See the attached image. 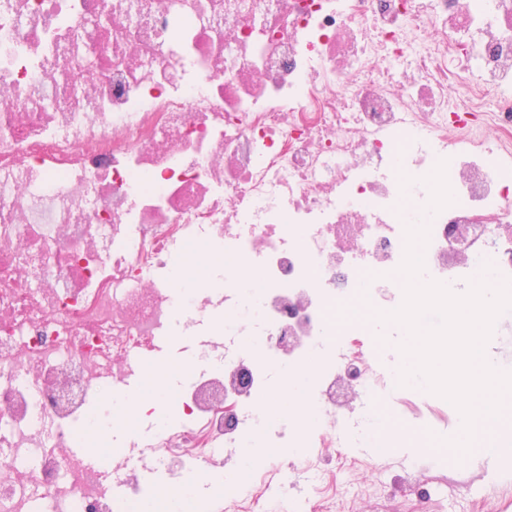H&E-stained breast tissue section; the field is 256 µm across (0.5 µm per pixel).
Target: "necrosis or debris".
Wrapping results in <instances>:
<instances>
[{"mask_svg":"<svg viewBox=\"0 0 512 512\" xmlns=\"http://www.w3.org/2000/svg\"><path fill=\"white\" fill-rule=\"evenodd\" d=\"M478 112L493 139L467 135ZM419 223L422 280L512 278V0H0V512H122L142 471L190 484L312 353L319 440L350 444L366 422L340 410L397 359L332 309L402 293ZM196 233L263 269L255 304L224 272V338L262 356L225 349L228 389L201 352L183 426L90 470L70 452L90 400L213 304L155 274Z\"/></svg>","mask_w":512,"mask_h":512,"instance_id":"1","label":"necrosis or debris"}]
</instances>
